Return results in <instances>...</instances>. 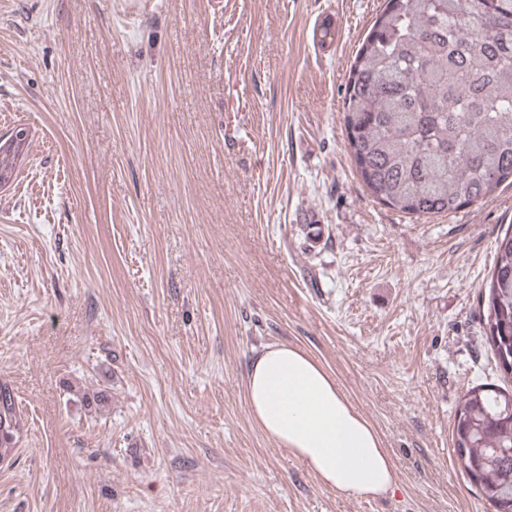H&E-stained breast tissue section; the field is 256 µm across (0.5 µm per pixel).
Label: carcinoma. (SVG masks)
Returning a JSON list of instances; mask_svg holds the SVG:
<instances>
[{
  "instance_id": "cac0c4a2",
  "label": "carcinoma",
  "mask_w": 512,
  "mask_h": 512,
  "mask_svg": "<svg viewBox=\"0 0 512 512\" xmlns=\"http://www.w3.org/2000/svg\"><path fill=\"white\" fill-rule=\"evenodd\" d=\"M350 156L376 201L417 219L512 185V0H385L343 98ZM20 154L0 149V175ZM485 336L512 378V232L497 238ZM512 393L469 391L454 416L460 467L494 512H512ZM23 412L0 381V457L16 454Z\"/></svg>"
}]
</instances>
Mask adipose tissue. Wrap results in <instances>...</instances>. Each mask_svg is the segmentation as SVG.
<instances>
[{
  "mask_svg": "<svg viewBox=\"0 0 512 512\" xmlns=\"http://www.w3.org/2000/svg\"><path fill=\"white\" fill-rule=\"evenodd\" d=\"M246 399L260 430L325 488L354 500L394 492L395 464L379 433L303 348L272 341L255 350Z\"/></svg>",
  "mask_w": 512,
  "mask_h": 512,
  "instance_id": "obj_1",
  "label": "adipose tissue"
}]
</instances>
